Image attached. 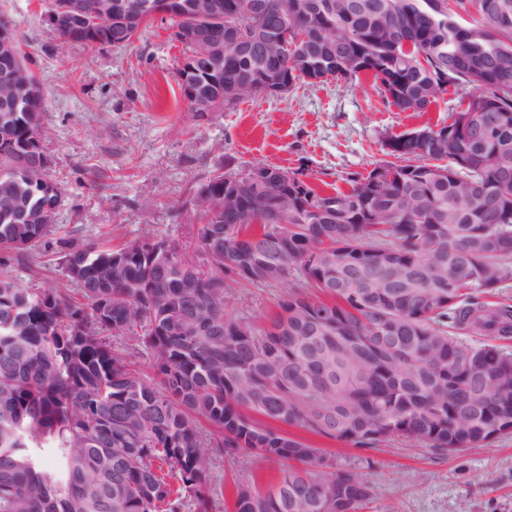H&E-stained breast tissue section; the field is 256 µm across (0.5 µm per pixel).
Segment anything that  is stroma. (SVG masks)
<instances>
[{"instance_id":"1","label":"stroma","mask_w":512,"mask_h":512,"mask_svg":"<svg viewBox=\"0 0 512 512\" xmlns=\"http://www.w3.org/2000/svg\"><path fill=\"white\" fill-rule=\"evenodd\" d=\"M46 8L45 0H0L45 93L43 146L49 174L63 186L59 232L79 239L194 242L192 191L218 164L233 174L256 164L302 166L318 188L346 189V174L386 159L390 136L437 127L468 94L452 86L427 111L400 112L364 77L300 82L278 97L202 114L183 100V54L166 24L154 21L131 46L91 52L62 43L44 21ZM280 293L240 289L233 312L262 323ZM314 443L369 485L362 512H512V435L451 454L400 441L379 449ZM281 468L245 453L213 457L215 512H230L236 484L268 486Z\"/></svg>"}]
</instances>
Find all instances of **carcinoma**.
I'll use <instances>...</instances> for the list:
<instances>
[{"label":"carcinoma","instance_id":"cac0c4a2","mask_svg":"<svg viewBox=\"0 0 512 512\" xmlns=\"http://www.w3.org/2000/svg\"><path fill=\"white\" fill-rule=\"evenodd\" d=\"M126 2L146 25L169 23L216 112L265 94L268 77L289 91L367 75L400 112L427 111L450 85L474 92L425 139L390 137L395 161L347 174L343 192L277 168L255 213L256 188L218 165L206 185L238 187V202L199 212V244L112 248L56 238V227L19 213L62 189L24 173L45 155L44 97L1 15L0 72L21 73L35 102L0 100V512H214L206 462L239 452L284 468L265 489L239 485L232 512H358L369 486L324 471L323 451L288 429L356 448L401 439L445 452L511 435L512 354L456 333L512 337V306L481 301L512 280V0H217L201 23L191 0ZM464 14L473 23L461 24ZM237 25L286 36L288 50L241 51L226 39ZM53 30L90 50L129 46L140 32L88 21ZM201 38L224 45L220 68L197 54ZM471 112L493 123L479 142L466 135ZM287 189L300 207L285 214ZM458 240L471 245L463 261L449 252ZM42 242L69 286L19 284L15 264ZM206 247L224 264L218 274L198 259ZM269 252L276 265L253 273ZM295 272L311 293L284 290L263 326L227 311L237 289L283 286ZM410 279L416 293H393ZM347 280L356 287H341ZM122 333L150 352L153 376L112 348Z\"/></svg>","mask_w":512,"mask_h":512}]
</instances>
